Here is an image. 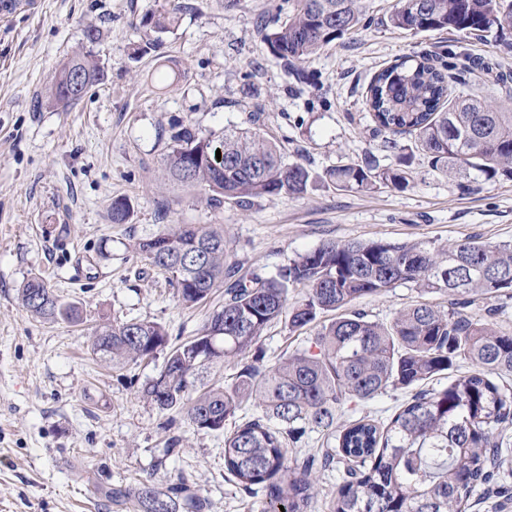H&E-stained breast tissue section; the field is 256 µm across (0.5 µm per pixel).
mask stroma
Listing matches in <instances>:
<instances>
[{
    "mask_svg": "<svg viewBox=\"0 0 512 512\" xmlns=\"http://www.w3.org/2000/svg\"><path fill=\"white\" fill-rule=\"evenodd\" d=\"M396 0H362L358 33L331 43L294 78L258 28L284 0H180L178 26L156 51L131 59L141 22L166 0H39L35 13L0 19V512H135L112 490L142 480H185L207 512H249L224 468L223 433L194 432L183 413L145 402L142 385L165 355L115 369L88 349L97 329L137 318L160 323L172 343L197 335L216 302L184 308L164 274L133 253L135 239L169 224H220L240 273L270 274L323 241L426 242L445 247L477 237L512 243V180L464 192L420 154L412 185L364 193L320 182L299 198L259 197L210 206L200 188L170 181L171 128L203 132L255 125L284 149L286 162L316 173L375 156L397 162L365 105L380 69L429 53L463 72L471 90L512 112V52L505 39L479 40L444 29L416 36L387 21ZM100 31L87 44L89 28ZM91 46L105 72L67 108L49 101L50 80L72 51ZM175 77L167 87L154 71ZM127 223L110 220L115 197ZM46 279L80 321L31 315L19 290ZM444 291L413 283L357 300L374 321ZM312 330L269 327L265 365L307 348Z\"/></svg>",
    "mask_w": 512,
    "mask_h": 512,
    "instance_id": "1",
    "label": "stroma"
}]
</instances>
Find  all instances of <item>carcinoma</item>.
Listing matches in <instances>:
<instances>
[{
	"mask_svg": "<svg viewBox=\"0 0 512 512\" xmlns=\"http://www.w3.org/2000/svg\"><path fill=\"white\" fill-rule=\"evenodd\" d=\"M288 15L262 27L272 54L287 66L305 62L337 38L359 31L361 0H288ZM181 4L142 21L153 37L133 48L137 55L156 46L179 22ZM391 26L417 35L453 29L500 37L512 30V0H397ZM81 77L79 85L73 77ZM104 77L92 50H79L54 72L50 97L63 107L78 103ZM366 105L375 131L388 147L410 135L431 167L457 176L471 189L479 179L512 180V112H500L484 98L467 94L464 83L429 56L408 57L370 81ZM165 159L168 176L203 188L211 205L245 203L265 196L300 197L313 175L303 164L283 162L276 144L250 129L221 136L181 126ZM221 158H216V152ZM408 162L381 169L367 159L326 171L342 190L371 192L381 185L410 187ZM127 200L112 201L114 224L128 221ZM133 249L167 274L179 300L193 307L224 289V302L201 332L169 346L166 329L152 321L129 320L96 330L91 350L123 368L167 351L164 366L141 388L160 410H185L196 431L224 432L251 400L257 413L224 432V467L249 495L261 485L265 497L256 512H308L316 495L315 455H289L310 432L325 436L317 450L325 462L343 466L329 512H467L471 497L506 477L509 445L504 427L512 425V390L493 376L512 375V334L488 317L472 313L478 300L512 298V244L491 245L476 238L431 248L424 243L327 240L297 255L275 274L238 275L227 263L224 226L174 224L139 238ZM402 283L446 290L448 308L428 303L395 313L388 323L373 321L354 307L364 297ZM307 288L304 299L288 304L289 289ZM23 306L47 320H77L74 306L62 302L37 275L20 288ZM338 311L329 323L320 314ZM283 319L291 331L316 325L312 348L263 364L259 339ZM242 362L233 381L196 389L199 371L227 359ZM471 369L448 379V386L423 390L458 363ZM419 391L387 425L365 417L343 418L342 407L369 401L390 389ZM138 512H204L205 498L185 482L163 489L140 481L126 491Z\"/></svg>",
	"mask_w": 512,
	"mask_h": 512,
	"instance_id": "1",
	"label": "carcinoma"
}]
</instances>
